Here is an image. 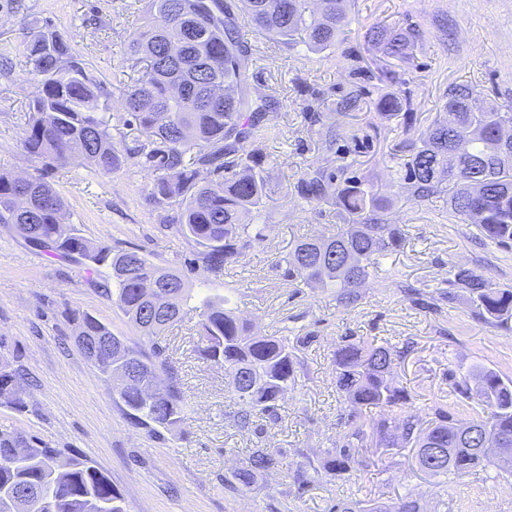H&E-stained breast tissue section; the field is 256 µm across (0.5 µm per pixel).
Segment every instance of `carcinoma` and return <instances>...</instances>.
Here are the masks:
<instances>
[{
	"instance_id": "cac0c4a2",
	"label": "carcinoma",
	"mask_w": 512,
	"mask_h": 512,
	"mask_svg": "<svg viewBox=\"0 0 512 512\" xmlns=\"http://www.w3.org/2000/svg\"><path fill=\"white\" fill-rule=\"evenodd\" d=\"M347 0H149V18L126 48L138 77L123 97V107L141 138L129 146L115 139L100 115L104 86L88 73L68 42L47 23L26 42V58L39 85L28 104L23 140L26 154L43 167L77 162L103 175L125 165L153 175L148 198L164 211L162 223L174 224L187 241L201 248L198 259L219 276L235 267L266 237L265 224H248L267 196L259 144L272 130L271 101L253 95L247 76L245 28L289 47L325 52L343 41L349 26ZM420 30L414 25H371L366 38L385 55L409 57ZM223 100L213 105V88ZM363 87L336 102L335 111L357 110ZM303 117L310 131L331 147L336 131L325 125V93L310 92ZM411 100L384 96L382 117L398 115ZM442 111L455 124L435 119L417 137L399 141L395 170L401 194L387 197L366 178L320 161L298 178L297 196L310 207L339 205L344 217L336 234L299 241L276 261L296 286L334 288L336 302L351 307L358 288L377 277L378 256L394 248L404 229L389 216L403 199L428 204L442 199L448 213L475 225L484 238L512 241V139L497 147L496 132L512 126V103H498L469 84L448 88ZM457 167H448V153ZM65 203L42 173L15 177L0 171V224L13 225L26 243L64 259L77 258L91 270L105 266L115 288V304L140 331L149 350L127 342L95 317H74L76 341L109 380L137 370L112 390L138 425L160 435L183 422L188 403L161 335L184 313L192 298L182 274L151 262L137 250L114 251L90 244L63 221ZM454 282L469 294L474 313L502 325L512 320V290L495 288L468 269ZM222 296L201 299V359L224 369L235 400L230 421L241 430L255 427L259 415H275L278 402L295 383L296 344L288 336H255ZM403 352L395 346L367 345L344 336L333 366L336 390L343 397L348 431L327 451V468L336 473L363 465L364 412L403 408L408 392L392 369ZM488 409L482 417L453 422L442 406L432 409L428 427L415 414L398 419L380 414L371 429L384 447L396 440L417 449V462L430 476H462L490 461L489 452L512 464V379L478 369L455 382ZM29 381L18 367L0 364V403L18 412L27 407ZM55 448L14 430L0 429V512H126L109 478L83 455H73L57 473ZM284 453L257 448L236 480L248 487L258 473L278 471ZM334 512H423L411 495L395 502L381 498L344 505Z\"/></svg>"
}]
</instances>
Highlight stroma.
I'll use <instances>...</instances> for the list:
<instances>
[{
    "mask_svg": "<svg viewBox=\"0 0 512 512\" xmlns=\"http://www.w3.org/2000/svg\"><path fill=\"white\" fill-rule=\"evenodd\" d=\"M147 10L148 0H0V170L22 176L41 168L22 147L37 87L24 38L46 22L103 83L113 134L137 137L136 127L124 124L122 93L137 76L125 50ZM348 10L345 44L358 50L356 61L338 50L290 49L247 33L248 82L274 99L275 130L261 145L269 195L259 221L267 239L230 274L210 275L195 262L194 245L162 224L147 197L150 171L128 166L103 175L78 164L48 171L66 203V221L90 242L178 268L193 294L228 296L261 335L284 329L289 338H304L295 386L277 420L259 419L255 432L231 426L235 404L224 370L198 357L199 318L191 311L163 334L188 402L183 424L160 436L134 424L74 336V315L88 313L140 343L106 293L107 270L90 272L32 251L12 225L0 224V358L21 367L31 383L26 411L0 404V428L91 458L127 512H330L337 504L407 495L419 498L424 512H512L511 471L489 465L436 479L419 469L415 449L382 447L374 434L362 468L340 474L321 468L346 430L332 362L341 337L407 347L393 371L409 394L408 410L423 419L438 404L455 420L482 413L454 376L487 368L512 379V329L477 317L453 277L463 267L493 287L512 289V247L485 240L475 225L452 222L442 202L398 204L391 220L404 229L403 239L380 257L378 276L360 288L354 306L339 305L329 288H294L275 265L298 239L330 235L340 222L336 205L311 210L295 195L294 183L317 158L332 157L393 195L398 162L391 148L400 127L427 126L449 86L467 83L488 98L512 99V0H348ZM407 23L421 33L410 62L384 56L365 38L370 25ZM382 70L392 72L394 83L378 81ZM362 83L368 92L359 110L324 112L338 132L334 149L318 144L304 122L301 87L337 98ZM393 90L412 99L411 120L379 117V98ZM260 446L286 449L284 466L242 487L234 475Z\"/></svg>",
    "mask_w": 512,
    "mask_h": 512,
    "instance_id": "stroma-1",
    "label": "stroma"
}]
</instances>
